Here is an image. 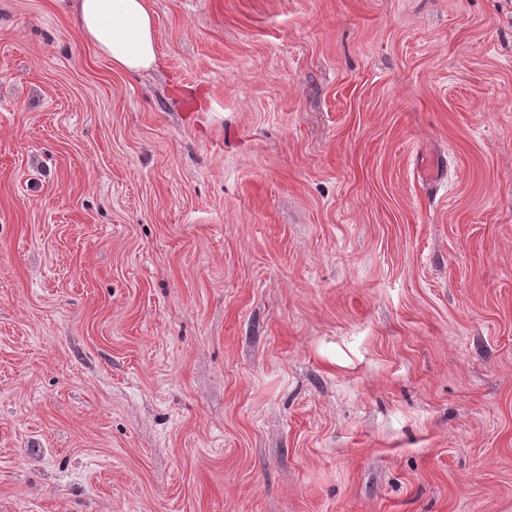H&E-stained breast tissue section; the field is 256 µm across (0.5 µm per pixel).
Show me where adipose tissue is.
I'll list each match as a JSON object with an SVG mask.
<instances>
[{"instance_id": "ef3b65f1", "label": "adipose tissue", "mask_w": 512, "mask_h": 512, "mask_svg": "<svg viewBox=\"0 0 512 512\" xmlns=\"http://www.w3.org/2000/svg\"><path fill=\"white\" fill-rule=\"evenodd\" d=\"M70 13L83 40L113 68L141 72L155 65L157 37L147 0H70Z\"/></svg>"}]
</instances>
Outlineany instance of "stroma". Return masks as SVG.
Segmentation results:
<instances>
[{"mask_svg":"<svg viewBox=\"0 0 512 512\" xmlns=\"http://www.w3.org/2000/svg\"><path fill=\"white\" fill-rule=\"evenodd\" d=\"M147 2L0 0V512H512V0ZM70 13L83 40L113 68L141 72L156 64V29L146 0H70Z\"/></svg>","mask_w":512,"mask_h":512,"instance_id":"stroma-1","label":"stroma"}]
</instances>
